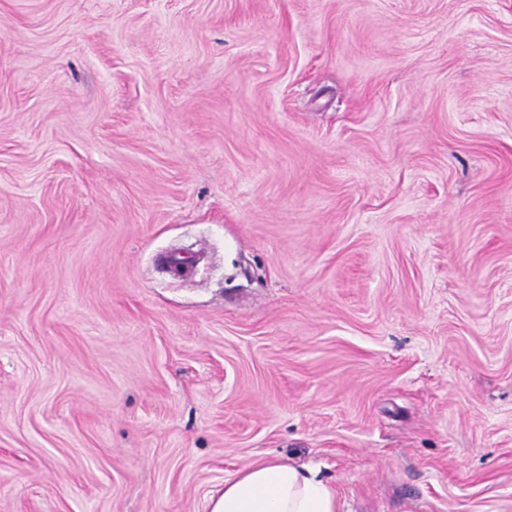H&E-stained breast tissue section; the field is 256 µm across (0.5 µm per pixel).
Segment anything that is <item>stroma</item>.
Masks as SVG:
<instances>
[{
    "label": "stroma",
    "mask_w": 512,
    "mask_h": 512,
    "mask_svg": "<svg viewBox=\"0 0 512 512\" xmlns=\"http://www.w3.org/2000/svg\"><path fill=\"white\" fill-rule=\"evenodd\" d=\"M261 458L512 512V0H0V512Z\"/></svg>",
    "instance_id": "35a3bbf8"
}]
</instances>
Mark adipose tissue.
<instances>
[{
    "label": "adipose tissue",
    "mask_w": 512,
    "mask_h": 512,
    "mask_svg": "<svg viewBox=\"0 0 512 512\" xmlns=\"http://www.w3.org/2000/svg\"><path fill=\"white\" fill-rule=\"evenodd\" d=\"M336 496L318 471L264 459L224 482L209 512H336Z\"/></svg>",
    "instance_id": "obj_1"
}]
</instances>
